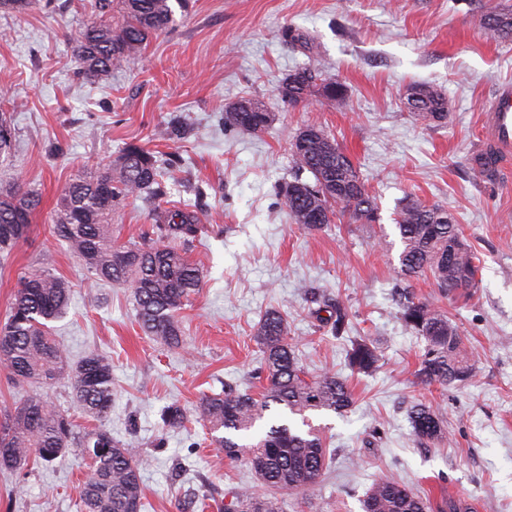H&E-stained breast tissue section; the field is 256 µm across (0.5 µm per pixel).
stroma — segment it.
I'll use <instances>...</instances> for the list:
<instances>
[{"label": "stroma", "mask_w": 512, "mask_h": 512, "mask_svg": "<svg viewBox=\"0 0 512 512\" xmlns=\"http://www.w3.org/2000/svg\"><path fill=\"white\" fill-rule=\"evenodd\" d=\"M97 19L94 0H53L48 8L36 0L26 13L0 12V109L14 131L0 185L40 196L27 239L0 256V322L33 264L49 263L68 282L69 307L55 334L71 359L96 352L112 363L106 427L141 451L143 512H187L197 496L206 512H224L235 494L260 492L254 473L227 459L193 414L203 395L225 385L259 390L253 331L272 308L287 317L307 376L338 373L355 399L344 415L313 416L329 448L327 469L317 486L290 495L289 512H362L381 478L429 494L434 512L452 497L475 512H512V171L489 182L469 163L483 107L495 85L512 81V41L484 34L480 0H189L138 58L88 81L70 60L71 45ZM292 31L307 46L289 44ZM304 65L340 81L345 104L284 102L280 85ZM415 83L447 97L446 123L423 126L404 110L402 94ZM244 97L271 112L264 133L224 128L225 106ZM173 118L187 124L186 138L164 137ZM309 124L351 158L378 204L379 225L341 220L331 231L307 232L290 220L282 193L293 167L289 141ZM129 143L180 163L165 197H131L117 209L118 243L146 242L160 210L190 203L205 216L184 247L203 282L179 315V348L141 330L131 286L96 280L50 233L71 181ZM409 197L451 213L479 259L471 296L441 298L428 274L413 282L467 338L474 374L460 386H424L415 375L424 343L401 321L395 294L394 217ZM316 294L342 300L352 336L376 341L373 374L347 367L346 342L316 318ZM417 402L439 413L449 439L413 438L408 413ZM173 404L190 416L180 431L161 420ZM88 467L74 448L21 473L1 470L0 512H78Z\"/></svg>", "instance_id": "stroma-1"}]
</instances>
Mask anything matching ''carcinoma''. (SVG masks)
Returning <instances> with one entry per match:
<instances>
[{
  "label": "carcinoma",
  "mask_w": 512,
  "mask_h": 512,
  "mask_svg": "<svg viewBox=\"0 0 512 512\" xmlns=\"http://www.w3.org/2000/svg\"><path fill=\"white\" fill-rule=\"evenodd\" d=\"M186 8L187 0H120L122 19L112 22V0H96L100 20L87 25L72 46L71 58L82 77L93 80L135 57L149 36L169 30L173 6ZM483 16L502 18L485 31L497 41H512V16L500 0H483ZM420 98L408 112L424 125L448 119V99L429 85H417ZM290 105L313 97L342 106L344 85L336 78L303 67L289 74L280 86ZM271 113L252 99L224 108V127L252 134L265 132ZM292 180L284 191L289 218L309 232L331 228L343 217L352 224L379 221L378 206L366 191L349 156L321 126L309 124L291 143ZM165 169L154 153L129 144L111 165L92 176H77L57 207L54 236L67 244L96 279L134 288L137 322L143 332L174 348L183 344L179 313L200 287L202 270L182 246L202 228L203 213L185 204L156 214L153 226L159 243L118 245L112 211L132 196L156 198L164 193ZM39 200L16 184L0 185V252L25 239ZM448 212L418 199L405 201L397 212L395 228L401 243L399 273L409 281L430 273L442 294L462 295L478 287L477 257L455 219ZM70 287L48 264L30 269L20 279L5 321L0 325V366L19 385L48 384L67 375L73 395L86 416L98 427L75 438L69 418L53 409L38 392L7 412H0V467L23 471L37 461L50 462L71 447L91 460L78 490L80 512H141L140 468L143 460L133 442L112 438L104 428L112 413V363L96 353L71 364L52 336L51 323L64 317ZM404 325L424 341L416 370L424 385L462 384L473 376L464 336L448 312L419 298L410 286L397 292ZM321 318L335 339L347 327L345 304L323 305ZM254 341L262 353L263 390L254 394L226 388L205 395L196 415L224 456L245 462L270 493L244 492L225 512H288V491L315 487L327 463L328 448L319 429L308 426L311 412L341 415L354 404L346 379L325 372L309 379L301 368L288 323L270 309L256 325ZM379 361L373 341L351 340L346 364L353 372L368 374ZM188 421L184 409L173 404L164 411L168 428ZM413 435L432 441L446 436L444 421L429 405L420 403L410 415ZM363 512H431L426 497L407 486L381 479L362 502Z\"/></svg>",
  "instance_id": "obj_1"
}]
</instances>
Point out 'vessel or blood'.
<instances>
[{"label": "vessel or blood", "instance_id": "b4317fda", "mask_svg": "<svg viewBox=\"0 0 512 512\" xmlns=\"http://www.w3.org/2000/svg\"><path fill=\"white\" fill-rule=\"evenodd\" d=\"M487 140L472 153L476 167L494 173L512 163V83H502L482 114Z\"/></svg>", "mask_w": 512, "mask_h": 512}]
</instances>
